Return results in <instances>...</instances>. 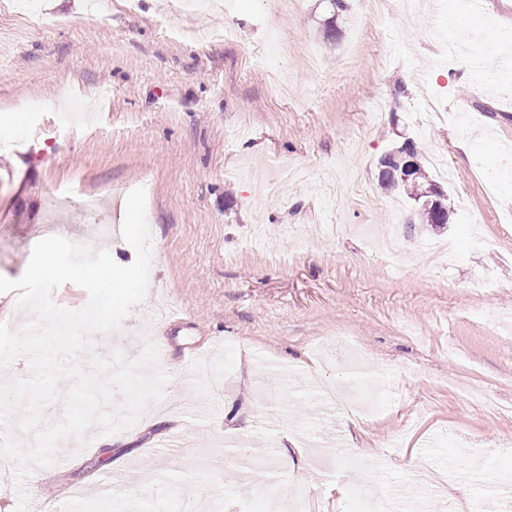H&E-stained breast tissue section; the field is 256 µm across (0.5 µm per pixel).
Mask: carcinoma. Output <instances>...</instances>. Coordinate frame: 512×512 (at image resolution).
<instances>
[{"instance_id":"1","label":"carcinoma","mask_w":512,"mask_h":512,"mask_svg":"<svg viewBox=\"0 0 512 512\" xmlns=\"http://www.w3.org/2000/svg\"><path fill=\"white\" fill-rule=\"evenodd\" d=\"M381 181L400 188L414 204L417 219L434 229H441L449 223L453 211L448 204L447 193L434 181L422 162H417L413 178L405 183L397 181L398 174L389 169L380 170Z\"/></svg>"}]
</instances>
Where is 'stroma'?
Listing matches in <instances>:
<instances>
[{"mask_svg":"<svg viewBox=\"0 0 512 512\" xmlns=\"http://www.w3.org/2000/svg\"><path fill=\"white\" fill-rule=\"evenodd\" d=\"M415 2L347 0L336 20L298 0L272 30L263 0H33L36 24L0 0V276L44 237L96 239L85 197L115 216L116 190L145 188L148 294L96 350L152 341L169 376L132 428L33 467L29 512H267L273 489L370 512L359 482L405 512L437 472L451 512L512 494V0ZM65 97L93 124L29 109ZM407 138L447 228L380 185ZM340 336L365 376L332 361ZM336 382L377 387L347 441L321 395Z\"/></svg>","mask_w":512,"mask_h":512,"instance_id":"35a3bbf8","label":"stroma"}]
</instances>
